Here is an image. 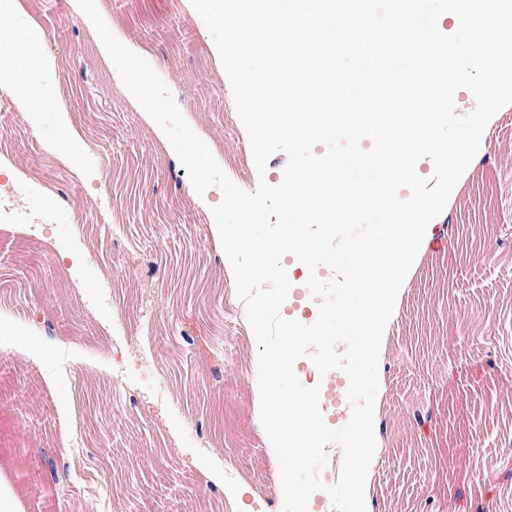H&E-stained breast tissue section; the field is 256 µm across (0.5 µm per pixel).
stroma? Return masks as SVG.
<instances>
[{
  "instance_id": "stroma-1",
  "label": "stroma",
  "mask_w": 512,
  "mask_h": 512,
  "mask_svg": "<svg viewBox=\"0 0 512 512\" xmlns=\"http://www.w3.org/2000/svg\"><path fill=\"white\" fill-rule=\"evenodd\" d=\"M10 3L27 15L15 45L55 64L35 76L36 132L21 123L19 95L0 106V175L39 188L77 245L61 249L48 232L0 221V258L8 260L0 283L28 280L25 301L12 305L10 337L0 339V473L24 512L37 510L19 478L23 448L62 452L74 498L93 512H130L129 480L140 512H233L240 501L282 512L279 464L260 420L258 345L213 231L221 189L195 192L163 131L116 81L76 0ZM96 6L115 37L165 76L183 118L238 187L251 193L281 182L286 155L274 153L258 173L212 36L186 0ZM86 73L98 75L112 108L95 170L81 164L89 132L73 103ZM487 154L462 174L447 201L453 231L417 253L384 330L374 404L383 448L367 485L373 512H448L462 488L477 489L512 449V104L493 116ZM101 194L112 209L108 225ZM143 244L158 268L150 308L140 275L119 265ZM104 279L112 302L101 306L96 285ZM102 336L149 343L156 375L181 401L166 411L164 429L144 415V375L125 394H105L103 367L89 354ZM63 344L79 351V369L55 377L46 363ZM9 347L23 359L6 356ZM426 409L433 423L422 434L412 416ZM186 428L222 449L221 460L186 469ZM228 467L237 473L230 490Z\"/></svg>"
}]
</instances>
